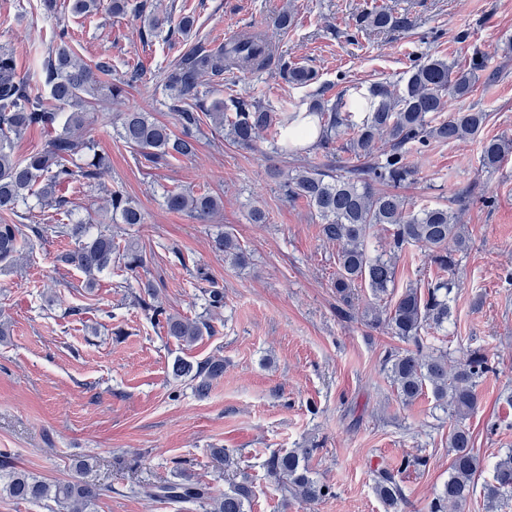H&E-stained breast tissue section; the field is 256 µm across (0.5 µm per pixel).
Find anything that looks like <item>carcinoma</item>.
<instances>
[{
  "label": "carcinoma",
  "mask_w": 512,
  "mask_h": 512,
  "mask_svg": "<svg viewBox=\"0 0 512 512\" xmlns=\"http://www.w3.org/2000/svg\"><path fill=\"white\" fill-rule=\"evenodd\" d=\"M100 0H68L67 8L74 16L91 18L97 14ZM145 0H111L114 15H141ZM145 21L156 32L169 25L167 34H187L194 25L189 14L173 22L172 15L158 9L149 11ZM410 24L408 11L374 6L359 17V26L374 29L403 30ZM56 46L41 64L42 86L36 87L20 78L13 53L0 47V214L18 215L19 204L36 195L45 207L60 211L67 200L59 195L61 188L74 182L98 185L108 169L106 157L96 151L95 144L83 137L89 110L101 100L102 91L116 98L142 79L143 71L133 68L126 78L114 83L112 64L99 60L85 62L68 44V35L60 31ZM276 66L280 74L302 87L316 83L314 70L288 61L261 31L229 38L219 44L197 43L181 55L165 76L168 91L167 108L180 128L173 133L165 124L149 120L142 112H124L119 119L117 135L135 149L146 162L160 164L169 159L191 158L205 129L224 136L232 143L251 148L263 139L269 150L285 154L287 147L280 139H300L309 134L302 122L309 118L319 129L315 149L328 155L336 151V143L363 163L345 171L328 165L309 163L294 166L282 174L279 188L289 200L301 199L320 220L323 239L339 245L338 272L334 288L343 305L350 306L352 286L363 282L371 290L374 302L369 324L382 326L388 333L412 349L389 356V372L400 400L410 404L430 390L438 407L448 411L455 424L448 434L452 451L448 480L440 493L427 506V512H447L448 505L462 507L482 489L486 506L493 508L504 497L512 495V452L493 467L492 480L477 485L481 467L474 452L472 435L465 421L479 405L478 386L492 370L489 356L481 349H466L459 359L446 350L427 351L422 335L448 321L450 307L448 283L440 281L422 290L405 289L392 304H381L396 275L394 259L406 246L424 251L425 257L443 271H454L461 255L470 244L469 232L460 224L454 206L462 205L456 197L451 205L409 203L398 189L415 180L416 171L405 159L409 150L426 147L430 141H464L480 136L488 113L447 110L449 100H466L475 91L479 73L485 70L481 57L475 56L466 67L440 58H430L416 65L403 87L376 82L368 87L357 103L363 115L356 116L339 99L330 105L319 93L309 97L306 113L300 107L283 105L277 112L254 96L216 97L205 106L201 89L211 88L226 70H260ZM33 127L52 129L55 135L46 147L24 157L14 155L15 140ZM389 143V151L374 157L379 140ZM512 154V140L499 137L482 142V166L496 170ZM164 205L174 213L185 214L199 224H207L223 207L218 195L188 190L168 191ZM114 224H142L140 207L122 191H109L104 206ZM48 226L8 224L0 222V273L15 272L23 249L32 237H42ZM389 233V254L372 255L368 241L378 232ZM60 233L70 236L75 247L61 256V261L79 269L86 278L85 287L96 286L97 274L118 262L131 272L144 266L145 255L135 243L119 248L112 231L104 229L88 235L84 224H64ZM213 249L225 260L244 266L248 257L232 233L224 231L213 239ZM205 308L212 312L224 308V291L214 285L203 289ZM158 290L150 281L140 286L138 305L150 318L163 323L167 335L182 344L192 345L204 335L214 332L207 319H191L171 314L157 303ZM172 375L195 382V392L204 397L213 381L224 375V359L209 357L193 363L177 358ZM311 451L294 448L274 451L266 460L267 475L290 495L315 504L331 495L309 467ZM427 465L424 456L407 457L397 470L379 468L375 475V491L386 512H399L404 500L400 474ZM90 462L75 465V474L62 482H47L15 467L12 456L0 451V490L19 501H52L62 512H90L105 488L85 478ZM141 491L151 498L183 500L194 504L198 512H248L252 490L245 481L234 482L221 495L210 486L181 475V480L164 485H146Z\"/></svg>",
  "instance_id": "cac0c4a2"
}]
</instances>
